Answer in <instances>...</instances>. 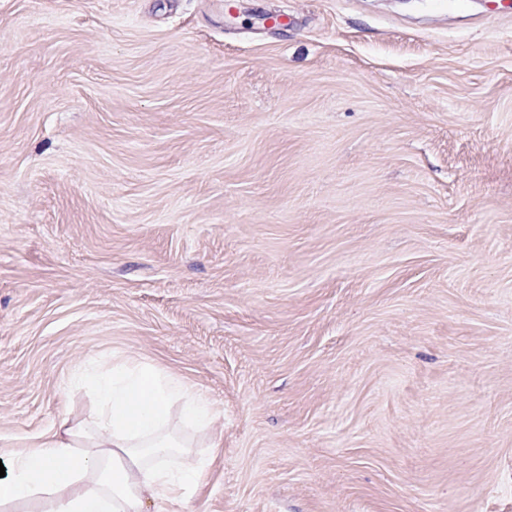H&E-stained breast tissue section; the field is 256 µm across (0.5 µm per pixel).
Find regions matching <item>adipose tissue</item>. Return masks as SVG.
<instances>
[{"label": "adipose tissue", "mask_w": 512, "mask_h": 512, "mask_svg": "<svg viewBox=\"0 0 512 512\" xmlns=\"http://www.w3.org/2000/svg\"><path fill=\"white\" fill-rule=\"evenodd\" d=\"M76 381L93 387L98 411L86 424L61 421L10 461L0 512L38 498L50 501V512H144L147 502L186 496L202 471L172 467L180 446L172 420L207 428L209 401L131 359L90 365Z\"/></svg>", "instance_id": "obj_1"}]
</instances>
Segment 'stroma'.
Returning a JSON list of instances; mask_svg holds the SVG:
<instances>
[{
    "mask_svg": "<svg viewBox=\"0 0 512 512\" xmlns=\"http://www.w3.org/2000/svg\"><path fill=\"white\" fill-rule=\"evenodd\" d=\"M237 4L0 0V460L134 359L214 414L145 512H512V21Z\"/></svg>",
    "mask_w": 512,
    "mask_h": 512,
    "instance_id": "obj_1",
    "label": "stroma"
}]
</instances>
